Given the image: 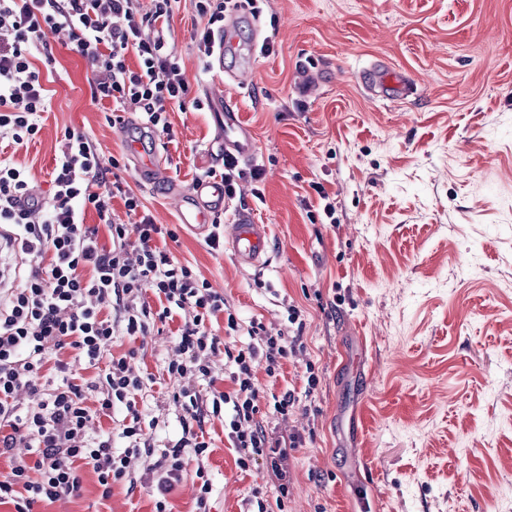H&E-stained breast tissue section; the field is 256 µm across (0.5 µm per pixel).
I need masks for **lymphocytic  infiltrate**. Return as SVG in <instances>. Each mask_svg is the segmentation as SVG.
<instances>
[{"label": "lymphocytic infiltrate", "instance_id": "lymphocytic-infiltrate-1", "mask_svg": "<svg viewBox=\"0 0 512 512\" xmlns=\"http://www.w3.org/2000/svg\"><path fill=\"white\" fill-rule=\"evenodd\" d=\"M181 0H0V142L27 146L41 130L49 91L41 71L54 69L49 41L64 31L68 47L90 65L93 101L112 104L113 123L137 112L142 137L171 138L173 108L201 109L191 98L186 72L157 24H169ZM205 25L196 32V48L211 57L224 30V0H190ZM117 159L102 161L83 132L67 130L52 172L49 198L40 207L22 206L34 193L29 171L0 156V224L7 226L26 262L22 287L0 295V456L9 469L0 472V505L14 512H35L66 497L80 495L84 470H92L110 496L113 484L126 481L133 458L148 460L154 512H169L168 496L185 475L186 455L205 457L211 444L203 430L206 417L223 418L224 435L243 472L263 461L281 473L288 448L300 437L275 440L260 418L261 402L287 415L292 391L263 399L254 373L264 362L268 377L280 374L295 341L269 335L262 322L242 325L223 294L214 291L191 266L165 247L177 240L175 229L154 223L142 202L120 181L109 180ZM121 199L136 224L112 221V201ZM94 210L105 224L110 244L99 240L97 226L84 222ZM224 315V333L210 322ZM182 323L174 335L175 358L164 366L168 376L190 377L172 399L181 410V434L155 447L143 427V399L152 376L136 370V349L117 355L118 337L136 340L174 317ZM247 333L239 346L232 339ZM72 350L73 361L62 354ZM223 357L232 383L219 391L214 359ZM96 368L84 378L74 362ZM95 395V406L86 403ZM121 410L116 431H92L93 416ZM23 455H13L17 444Z\"/></svg>", "mask_w": 512, "mask_h": 512}]
</instances>
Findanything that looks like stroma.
<instances>
[{"label":"stroma","instance_id":"stroma-1","mask_svg":"<svg viewBox=\"0 0 512 512\" xmlns=\"http://www.w3.org/2000/svg\"><path fill=\"white\" fill-rule=\"evenodd\" d=\"M242 9L236 52L207 66L192 41L200 19L176 11L166 36L203 109L174 110L161 141L171 181L189 187L216 166L213 101L234 103L263 166V196L229 200L267 224L259 267L214 253L181 224L176 200L142 180L130 132L92 101V72L53 36L51 109L26 147H6L40 194L66 129L87 134L150 209L175 228L169 248L223 293L242 321L302 334L304 348L263 367L262 391L293 390L288 416L261 404L276 435H305L288 452L287 494L265 464L235 466L224 422L208 418L212 451L189 458L169 496L194 512L195 472L212 480L209 512H512V0H259ZM275 52L265 56L263 38ZM390 68L416 83L404 100L371 99L361 79ZM316 77L302 94L303 72ZM302 312L304 330L287 321ZM320 383L306 390V366ZM163 379L149 399L156 446L181 431ZM143 461L109 497L92 471L80 496L47 512H153Z\"/></svg>","mask_w":512,"mask_h":512}]
</instances>
